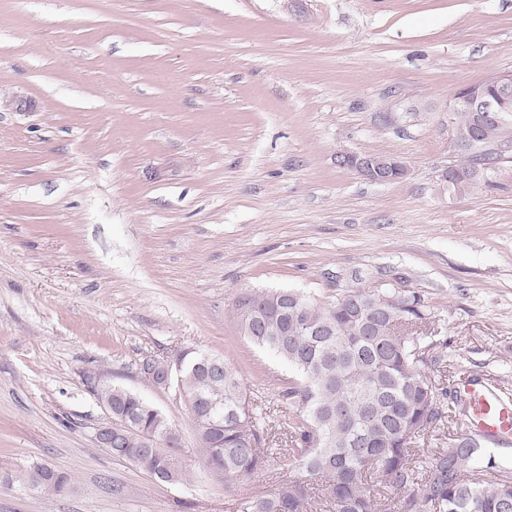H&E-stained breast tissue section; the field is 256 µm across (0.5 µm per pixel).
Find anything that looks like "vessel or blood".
Wrapping results in <instances>:
<instances>
[{
    "label": "vessel or blood",
    "mask_w": 512,
    "mask_h": 512,
    "mask_svg": "<svg viewBox=\"0 0 512 512\" xmlns=\"http://www.w3.org/2000/svg\"><path fill=\"white\" fill-rule=\"evenodd\" d=\"M458 390L463 394L471 410L468 428L471 432L496 440L512 433V405L504 402L488 386L473 378L459 381Z\"/></svg>",
    "instance_id": "1"
}]
</instances>
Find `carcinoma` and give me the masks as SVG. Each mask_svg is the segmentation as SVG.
Wrapping results in <instances>:
<instances>
[{"label":"carcinoma","mask_w":512,"mask_h":512,"mask_svg":"<svg viewBox=\"0 0 512 512\" xmlns=\"http://www.w3.org/2000/svg\"><path fill=\"white\" fill-rule=\"evenodd\" d=\"M455 137L466 140L450 184L470 187L512 148V127L476 124L471 112L456 113ZM404 297L375 310L368 290L341 292L318 303L293 289L247 290L232 308L244 335L288 365L294 377L282 392L288 405V447L267 448L275 426L263 408L247 401L238 372L225 360L209 369L204 354L180 350L169 359L146 356L138 373L146 383L172 369L180 394L194 398L190 412L202 461L227 483L251 476L276 461L297 464L304 477L282 482L275 492L245 498L238 512H313L316 497L331 512H384L379 489L396 497L395 512H505L512 509V470L484 458L485 441L468 434L426 459L412 445L432 431L443 414L456 413L452 390L429 376L444 366L426 339L438 335L422 296ZM96 395L124 417L120 447L112 456L135 464L151 478L182 477V437L167 416L127 388L104 384ZM19 479L34 493L53 496L70 486L66 473L37 464Z\"/></svg>","instance_id":"carcinoma-1"}]
</instances>
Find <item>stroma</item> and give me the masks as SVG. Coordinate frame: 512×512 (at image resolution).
Listing matches in <instances>:
<instances>
[{
    "mask_svg": "<svg viewBox=\"0 0 512 512\" xmlns=\"http://www.w3.org/2000/svg\"><path fill=\"white\" fill-rule=\"evenodd\" d=\"M494 74L512 0H0V475L71 477L2 485L0 512H236L299 476L216 480L183 396L137 372L219 356L278 416L292 373L241 331L248 288L327 302L404 276L451 360L512 401V159L441 178L457 93ZM340 150L408 174L372 182ZM103 382L179 430L181 480L97 446ZM19 479L34 493L41 496H53L62 493L70 486L71 478L66 473L55 475L51 466L33 465L20 473Z\"/></svg>",
    "mask_w": 512,
    "mask_h": 512,
    "instance_id": "stroma-1",
    "label": "stroma"
}]
</instances>
